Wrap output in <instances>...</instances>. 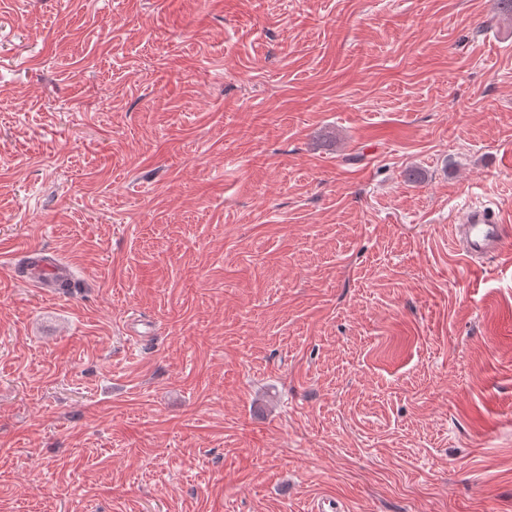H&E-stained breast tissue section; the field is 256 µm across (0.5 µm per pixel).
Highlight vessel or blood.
Listing matches in <instances>:
<instances>
[{"instance_id":"vessel-or-blood-1","label":"vessel or blood","mask_w":512,"mask_h":512,"mask_svg":"<svg viewBox=\"0 0 512 512\" xmlns=\"http://www.w3.org/2000/svg\"><path fill=\"white\" fill-rule=\"evenodd\" d=\"M454 231L464 255L471 260L504 253L508 239L512 238V230L501 216L485 205L467 208L456 221ZM31 280L43 288L75 285L72 269L54 257L38 260Z\"/></svg>"}]
</instances>
